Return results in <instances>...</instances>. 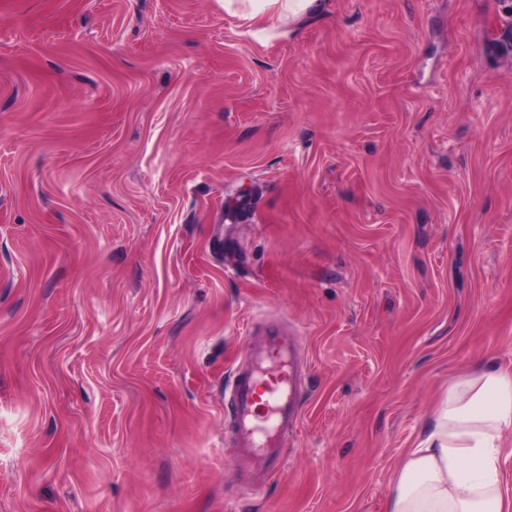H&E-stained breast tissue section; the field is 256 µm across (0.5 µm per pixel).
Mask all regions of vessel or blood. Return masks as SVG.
<instances>
[{
    "label": "vessel or blood",
    "mask_w": 512,
    "mask_h": 512,
    "mask_svg": "<svg viewBox=\"0 0 512 512\" xmlns=\"http://www.w3.org/2000/svg\"><path fill=\"white\" fill-rule=\"evenodd\" d=\"M301 394L294 331L271 324L253 333L229 398L239 468L249 474L281 469L282 449L299 422Z\"/></svg>",
    "instance_id": "obj_1"
}]
</instances>
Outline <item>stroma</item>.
I'll return each instance as SVG.
<instances>
[{
  "instance_id": "stroma-1",
  "label": "stroma",
  "mask_w": 512,
  "mask_h": 512,
  "mask_svg": "<svg viewBox=\"0 0 512 512\" xmlns=\"http://www.w3.org/2000/svg\"><path fill=\"white\" fill-rule=\"evenodd\" d=\"M279 316L274 475L227 402ZM512 372V0H0V512H385L453 382ZM227 15L243 22L254 38L295 35L302 22L321 11V0H219ZM301 394L295 331L270 324L253 332L247 354L236 367L229 398L239 468L249 474L282 468V448L299 422Z\"/></svg>"
}]
</instances>
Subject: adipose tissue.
Listing matches in <instances>:
<instances>
[{
  "label": "adipose tissue",
  "instance_id": "ef3b65f1",
  "mask_svg": "<svg viewBox=\"0 0 512 512\" xmlns=\"http://www.w3.org/2000/svg\"><path fill=\"white\" fill-rule=\"evenodd\" d=\"M259 38L295 35L321 0H221ZM512 434V374L481 369L448 388L432 424L398 465L386 512H507L500 450Z\"/></svg>",
  "mask_w": 512,
  "mask_h": 512
}]
</instances>
